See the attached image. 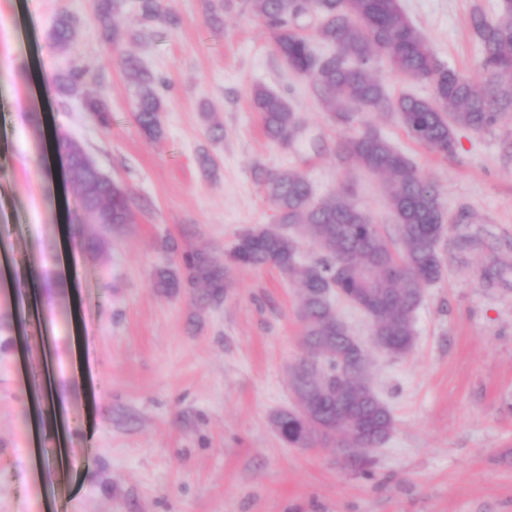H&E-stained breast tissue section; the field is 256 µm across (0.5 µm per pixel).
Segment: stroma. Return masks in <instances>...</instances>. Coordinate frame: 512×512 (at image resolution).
<instances>
[{"label":"stroma","instance_id":"35a3bbf8","mask_svg":"<svg viewBox=\"0 0 512 512\" xmlns=\"http://www.w3.org/2000/svg\"><path fill=\"white\" fill-rule=\"evenodd\" d=\"M400 3L441 62L483 81L469 14L499 0ZM162 4L167 20L145 25L126 0L113 46L92 0H0V238L13 247L0 258L13 282L0 291V512H512V112L493 131L458 130L448 156L387 114L339 125L243 6L215 28L204 0ZM62 13L77 25L63 52L49 40ZM123 52L157 80L158 140L134 121ZM76 64L88 80L59 93L58 75ZM257 84L298 112L292 144L265 137ZM89 97L106 103L109 125L86 112ZM208 112L223 139H210ZM367 126L438 187L449 221L413 351L371 354L394 429L358 469L271 426L293 405L302 353L295 284L272 267H235L223 300L202 307L155 278L186 252L223 260L243 230L272 223L258 167L303 173L319 198L351 190L397 242L382 178L336 154ZM55 137L81 143L126 188L132 223L84 220ZM204 151L214 173L199 164Z\"/></svg>","mask_w":512,"mask_h":512}]
</instances>
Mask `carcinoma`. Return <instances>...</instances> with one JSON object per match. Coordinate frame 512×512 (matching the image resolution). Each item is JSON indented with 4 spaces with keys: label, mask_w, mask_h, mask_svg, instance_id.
<instances>
[{
    "label": "carcinoma",
    "mask_w": 512,
    "mask_h": 512,
    "mask_svg": "<svg viewBox=\"0 0 512 512\" xmlns=\"http://www.w3.org/2000/svg\"><path fill=\"white\" fill-rule=\"evenodd\" d=\"M261 19L275 50L289 70L307 77L320 106L337 123L349 124L364 108L394 114L415 142L445 155L455 152L458 128L483 133L496 129L512 110V0H501L492 15L474 7L470 28L481 48L485 79L477 84L445 66L419 29L404 14L400 0H242ZM125 0H94V13L106 40L117 43L114 18ZM232 0H207L209 23L224 26ZM313 12L318 18L314 36L301 31L298 20ZM144 23L163 21L161 0H139ZM49 37L66 50L74 39V23L62 15ZM331 47L318 51L313 41ZM408 81H425L433 94L421 98L388 93L377 62ZM119 66L134 84L135 118L151 139L163 134L162 98L156 78L141 59L126 53ZM86 70L73 67L60 77L66 93L83 83ZM251 105L259 113L266 137L284 144L296 138L300 118L283 96L255 87ZM86 111L100 124L110 122L103 101L88 98ZM68 177L79 190L84 219L114 228L132 221L127 190L88 163V154L74 140L65 141ZM338 156L383 178L396 221L402 251L393 249L373 217L342 189L316 199L307 178L292 169H255L254 175L274 207L270 224L242 232L220 264L204 252L184 256L187 271L181 280L160 273L157 286L187 288L199 301H221L230 287V266H272L300 287L297 312L303 325L302 355L291 368L296 406L271 417L277 434L295 447L313 448L336 443V431L349 425L365 429V437L383 444L394 425L390 407L375 391L355 387L368 377L366 359L347 325L327 298L331 289L372 316L371 335L382 338L387 355L405 357L416 343L414 315L423 290L444 273L439 237L447 217L437 186L418 173L413 162L378 132L368 129L342 141ZM322 253L304 262V241Z\"/></svg>",
    "instance_id": "cac0c4a2"
}]
</instances>
